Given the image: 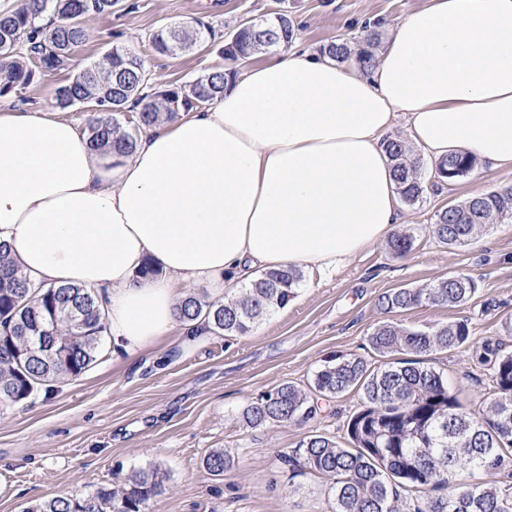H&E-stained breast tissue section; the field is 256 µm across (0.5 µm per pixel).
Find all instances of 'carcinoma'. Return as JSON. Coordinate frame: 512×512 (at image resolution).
Instances as JSON below:
<instances>
[{
    "mask_svg": "<svg viewBox=\"0 0 512 512\" xmlns=\"http://www.w3.org/2000/svg\"><path fill=\"white\" fill-rule=\"evenodd\" d=\"M51 12L59 23L48 31L36 26V15ZM112 13V0H32V4L0 13V97L33 84L41 75L63 68L85 44L83 18ZM213 35L203 25L193 42L173 27L156 31L150 44L163 56L188 52ZM295 37L288 14L260 16L238 26L222 48L230 64L216 66L184 85H157L142 60L127 48H117L106 62L83 68L53 88L61 109L86 102L98 112L88 124L92 149L126 157L140 135L161 121L209 104L224 94L225 83L238 67L260 54L286 49ZM380 34L370 31L352 51L346 42L330 41L320 48L336 59L356 55L363 69L376 64L374 49ZM395 162L400 198L409 205L423 199L427 186L419 175L411 148L400 138L385 142ZM476 159L451 154L441 161L434 183L448 188L468 175ZM512 219V187L475 193L438 210L430 226L433 236L448 246L468 242L487 225ZM390 250L405 256L415 248L413 234L398 232ZM0 242V414L15 404L79 377L93 364L107 330L101 297L72 285H34L8 258ZM301 281L296 269L269 270L258 275L228 300H213L189 292L181 300L180 318L207 321L216 335L244 336L271 312L292 301ZM476 291L473 280L452 275L420 288H400L383 294L379 307L400 312L435 304H466ZM371 358L336 352L323 362L305 391L285 383L260 396L243 412L250 427L304 421L314 416L318 400L349 390L362 394L363 406L347 423L348 445L321 434L301 444L303 467L330 481L328 512H398L400 492L415 495L410 512H512V351L497 338L471 340L462 319L430 331L385 321L368 337ZM472 350L475 363L491 379L488 410L474 414L448 390L443 373L424 361L438 351ZM402 355L393 361L391 357ZM412 358L407 359L405 355ZM203 466L221 477L233 458L216 448ZM165 492L157 468L132 471L113 487L90 494L72 493L46 499L28 512H145L148 502Z\"/></svg>",
    "mask_w": 512,
    "mask_h": 512,
    "instance_id": "carcinoma-1",
    "label": "carcinoma"
}]
</instances>
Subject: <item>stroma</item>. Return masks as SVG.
I'll return each mask as SVG.
<instances>
[{"label":"stroma","instance_id":"35a3bbf8","mask_svg":"<svg viewBox=\"0 0 512 512\" xmlns=\"http://www.w3.org/2000/svg\"><path fill=\"white\" fill-rule=\"evenodd\" d=\"M428 0H112L108 15L86 16V45L60 70L11 95L14 105H52V88L85 66L102 62L112 47L135 51L154 82L182 85L222 64L220 50L241 21L288 9L296 42L319 50L329 41L360 39L380 23L381 35ZM200 20L214 39L177 57L157 55L156 31ZM512 185V168L477 164L452 191L427 193L401 205L399 229L411 230L415 249L394 256L387 244L367 248L336 271L303 275L286 308L262 320L248 335H212L183 346L170 332L133 355L100 353L78 378L54 393L17 404L0 415V512H26L42 500L90 493L118 484L141 468L158 467L166 486L147 512H326L329 485L311 473L292 474L283 457L318 432L346 443V423L362 405L351 390L318 403L302 423L247 427L244 409L283 383L308 387L323 361L336 352L369 356L368 338L378 322L415 330L468 320L480 341L499 337L512 344V222L491 224L458 247L440 243L429 227L437 210L472 194ZM454 274L476 286L465 305L419 306L385 313L379 296L415 288ZM428 361L443 371L466 408L484 395L469 351L438 352ZM226 448L233 468L216 478L203 459Z\"/></svg>","mask_w":512,"mask_h":512}]
</instances>
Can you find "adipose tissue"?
<instances>
[{
	"label": "adipose tissue",
	"instance_id": "obj_1",
	"mask_svg": "<svg viewBox=\"0 0 512 512\" xmlns=\"http://www.w3.org/2000/svg\"><path fill=\"white\" fill-rule=\"evenodd\" d=\"M399 119L431 162L512 168V0H431L367 72L282 52L126 158L59 113L0 104V241L33 284L105 292L113 351L176 327L191 342L209 328L179 323L190 286L219 299L256 271H330L386 239L400 197L384 136Z\"/></svg>",
	"mask_w": 512,
	"mask_h": 512
}]
</instances>
